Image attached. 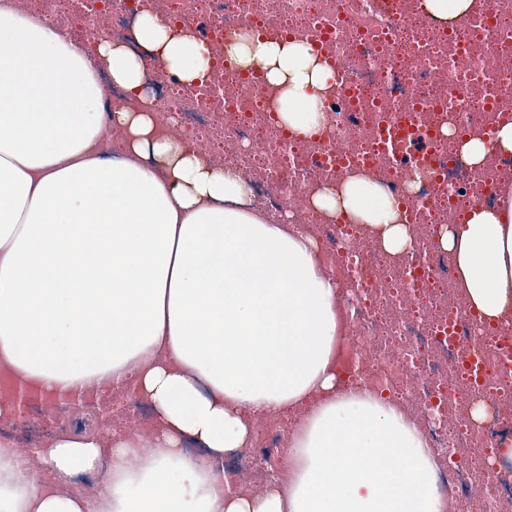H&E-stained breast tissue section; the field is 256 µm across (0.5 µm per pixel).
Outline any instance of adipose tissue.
<instances>
[{
	"label": "adipose tissue",
	"mask_w": 512,
	"mask_h": 512,
	"mask_svg": "<svg viewBox=\"0 0 512 512\" xmlns=\"http://www.w3.org/2000/svg\"><path fill=\"white\" fill-rule=\"evenodd\" d=\"M134 37L145 57L0 0V418L29 393L129 387L157 425L107 443L62 432L0 445V512H445L409 418L339 386L336 285L315 243L146 108L145 59L190 86L211 73L210 49L148 10ZM228 53L264 71L290 133L320 131L334 72L309 45L250 33ZM104 73L126 107H105ZM313 203L370 225L389 253L410 245L398 201L364 176ZM440 245L472 309L488 321L512 310V195L470 208ZM305 405L288 483L232 486L217 462L247 446L252 419ZM89 475L101 491L73 490Z\"/></svg>",
	"instance_id": "1"
}]
</instances>
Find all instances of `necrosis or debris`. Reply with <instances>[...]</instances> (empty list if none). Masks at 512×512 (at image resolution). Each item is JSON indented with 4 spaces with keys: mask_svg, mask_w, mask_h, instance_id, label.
Listing matches in <instances>:
<instances>
[{
    "mask_svg": "<svg viewBox=\"0 0 512 512\" xmlns=\"http://www.w3.org/2000/svg\"><path fill=\"white\" fill-rule=\"evenodd\" d=\"M144 9L201 34L215 56L190 87L153 65L149 108L172 133L222 146L257 206L316 243L345 325L343 383L388 394L417 426L435 450L448 512H512V460L498 454L512 444V315L489 324L471 311L439 243L467 207L512 193V157L491 152L473 165L459 151L512 120V0H472L447 22L420 0H71L88 36L130 47L129 18ZM248 29L298 37L334 67L318 136L289 134L275 88L227 55ZM355 172L401 202L406 252H386L368 225L313 205ZM478 402L488 419H472ZM291 434L275 419L258 423L237 455L244 490L256 456L271 461L264 481L278 477Z\"/></svg>",
    "mask_w": 512,
    "mask_h": 512,
    "instance_id": "obj_1",
    "label": "necrosis or debris"
}]
</instances>
